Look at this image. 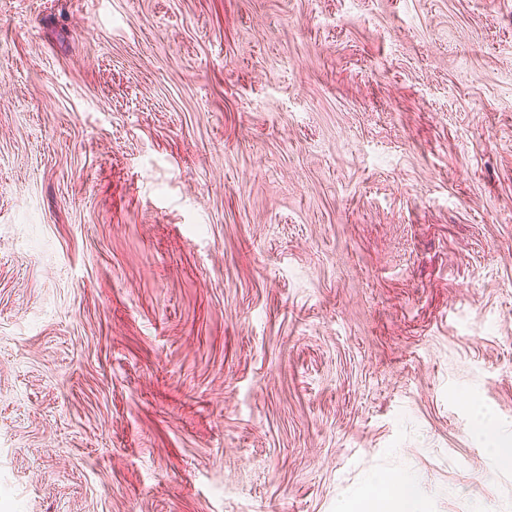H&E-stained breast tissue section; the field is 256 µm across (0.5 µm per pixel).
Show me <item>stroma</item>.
I'll use <instances>...</instances> for the list:
<instances>
[{
  "instance_id": "stroma-1",
  "label": "stroma",
  "mask_w": 512,
  "mask_h": 512,
  "mask_svg": "<svg viewBox=\"0 0 512 512\" xmlns=\"http://www.w3.org/2000/svg\"><path fill=\"white\" fill-rule=\"evenodd\" d=\"M512 0H0V512H512ZM382 484L386 485L389 490V498L387 506L391 511H379L372 509L371 512H422L418 498L413 493L409 482L402 477L389 478L380 477Z\"/></svg>"
}]
</instances>
